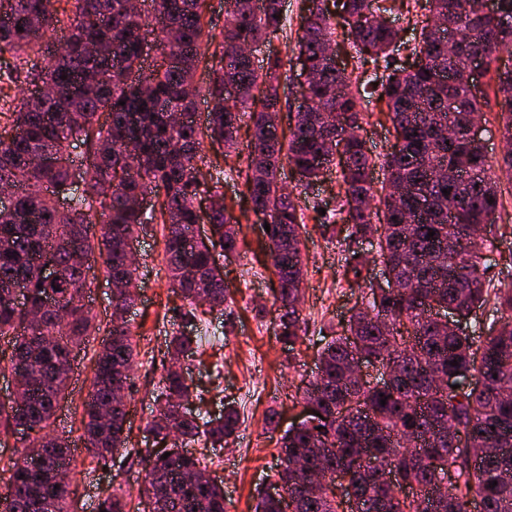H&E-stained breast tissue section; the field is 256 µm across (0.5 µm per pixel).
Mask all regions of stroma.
Listing matches in <instances>:
<instances>
[{
  "label": "stroma",
  "mask_w": 512,
  "mask_h": 512,
  "mask_svg": "<svg viewBox=\"0 0 512 512\" xmlns=\"http://www.w3.org/2000/svg\"><path fill=\"white\" fill-rule=\"evenodd\" d=\"M301 4L302 0H286L287 20L271 42L256 48V66H265L268 54L281 50L292 60L297 57ZM364 111L367 118L359 134L379 161L393 143L390 124L380 103H367ZM205 154L219 193L235 203L233 215L239 220L241 242L238 255L224 264L230 293L227 306L220 313L205 307L198 310L203 325L218 331L217 337L201 342L200 350L205 364L218 365L223 374L222 391L210 397L209 410L215 412L233 404L242 426L238 438L226 447L215 450L198 441L190 450L222 482L227 512H253L259 490L276 470L282 431L302 420L299 396L316 369L318 350L341 333L351 308L369 288L349 286L342 275L344 257L354 247L346 237V226L327 228L317 218L316 208L335 210L341 203L335 178L324 179L300 196L305 224L302 252L306 273L300 306L304 335L292 347L279 342L278 305L273 296L276 278L266 256L258 250L267 241L264 225L240 202L242 180L229 171L220 150L209 146ZM137 251L139 287L131 319L140 354L126 397L131 434L120 463L110 467L97 462L77 443L82 433L81 403L91 383L101 335L88 337L75 349L69 393L55 415L56 433L68 436L75 444L70 471L75 512H91L92 506L118 487L137 492L145 475L142 465L134 461V451L143 447L144 429L153 415L154 396L163 374L164 336L180 323L183 303L169 286L161 225L152 224L143 231ZM271 409L279 414L275 431L266 423Z\"/></svg>",
  "instance_id": "1"
}]
</instances>
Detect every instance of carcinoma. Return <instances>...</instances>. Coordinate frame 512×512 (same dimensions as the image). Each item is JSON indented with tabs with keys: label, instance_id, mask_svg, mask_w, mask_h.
<instances>
[{
	"label": "carcinoma",
	"instance_id": "cac0c4a2",
	"mask_svg": "<svg viewBox=\"0 0 512 512\" xmlns=\"http://www.w3.org/2000/svg\"><path fill=\"white\" fill-rule=\"evenodd\" d=\"M481 2L415 0L440 27L421 28L410 51L426 64L413 69L389 67L403 42L387 19L392 8L381 0H304L297 45L313 79L304 93L308 107L296 112L285 148L270 123V113L283 110L284 59L268 57L260 73L238 55L241 43L267 42L281 29L283 0H224L219 68L205 88L194 80L213 40L204 0H150L143 13L130 0H0V13L9 18L0 22V52L12 55L0 65V84L21 79L47 89L13 109L0 108V183L17 187L14 208H0V340L10 350L0 354V369L29 367L21 374L26 405L0 402V447L12 438L22 448L4 463L8 496L0 498V512H71V484L52 476L70 465V448L50 427L68 388L61 366L100 331L83 303L92 281L75 265V251L87 255L99 248L106 276L122 284L112 294L111 325L82 402L86 449L100 462L129 439L126 404L113 402L112 394L116 386L129 388L138 355L127 321L137 277L125 260L126 238L142 224L161 221L172 292L188 306L184 324L193 326L199 304L224 310L229 288L212 261L216 254L238 253V229L230 227L222 204L209 216L211 237L193 239L196 201L208 189L205 139L234 148L240 109L249 103L252 149L243 185L252 212L270 224L279 338L290 346L301 339L297 303L305 276L304 213L299 197L280 182L283 163L305 172L309 186L336 171L340 221L351 236L378 234L374 260L387 271L352 307L343 334L319 355L317 373L301 395L317 414L280 437L274 476L290 512H346L353 500L370 509L380 505L383 512H470L475 499L481 512H512V273L504 275L508 282L493 283L487 258L496 249L503 189L469 138L473 119L484 115L489 101L462 83L438 80L478 51L488 69L499 52L512 51V0H500L493 16L478 12ZM156 25L158 63L132 80ZM337 25L354 49L352 63L342 69L324 56ZM63 26L68 50L41 65L50 35ZM450 32L459 47L454 53L448 51ZM369 64L383 72L365 83L354 78ZM492 80L496 117L512 142V72L497 70ZM373 96L385 103L396 139L382 162L387 176L378 195L365 141L344 136L347 126L361 128L364 102ZM201 97L213 103L206 126L176 124L173 113L196 112ZM450 125L455 133L447 137L443 129ZM78 144L85 150L82 185L75 188L69 149ZM145 195L155 199L148 213L133 204ZM46 254L58 268L56 280L41 274L37 259ZM16 282L27 285L30 310H40L51 294L66 317L47 309L26 325V312L9 299ZM489 303L488 324L473 313ZM435 308L456 314L463 325L440 324ZM200 341L174 331L165 336V354L172 361ZM357 355L393 364L399 375L355 382L351 363ZM454 360L458 365H450ZM161 383L155 415L145 426L153 442L136 450L145 470L139 499L156 500L160 512H226L224 487L191 477L206 466L187 445L203 440L220 446L236 435V408H224L215 419L183 410L194 394L173 365ZM101 405L110 411L105 423ZM32 448L40 451L35 466L28 462ZM297 457L346 475L341 493L296 475L291 463ZM392 468L397 478L388 484L383 477ZM414 486L429 508L419 510L418 500L405 494ZM130 505L125 492L114 490L98 509L129 512ZM254 512H284L283 501L263 492Z\"/></svg>",
	"mask_w": 512,
	"mask_h": 512
}]
</instances>
